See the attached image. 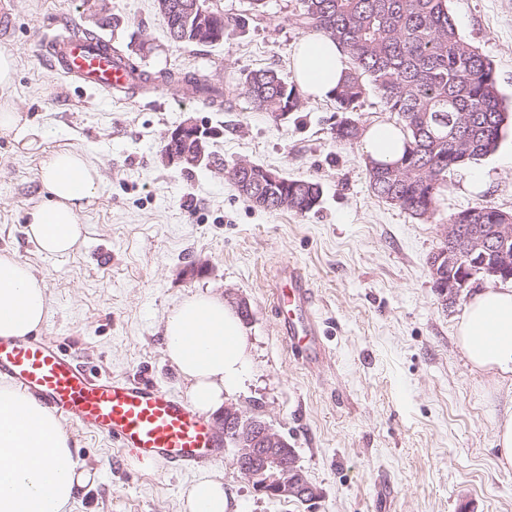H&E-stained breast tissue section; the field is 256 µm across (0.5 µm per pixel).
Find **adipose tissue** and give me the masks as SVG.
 <instances>
[{"mask_svg": "<svg viewBox=\"0 0 512 512\" xmlns=\"http://www.w3.org/2000/svg\"><path fill=\"white\" fill-rule=\"evenodd\" d=\"M292 72L308 94L325 98L341 82L348 57L334 40L310 35L292 51ZM16 60L0 51V135L28 133L26 121L4 94L14 82ZM42 199L28 212L27 234L48 255L75 250L84 238L81 213L98 195L96 167L82 152L53 153L39 169ZM50 301L31 269L0 254V336H25L46 321ZM456 342L471 369L486 376L496 394L489 400L498 462L512 468V289L475 292L456 326ZM166 355L202 413L220 411L226 396L250 376L249 350L240 318L224 298L209 292L183 300L164 323ZM97 471L72 457L70 437L27 391L0 387V512H71ZM184 512H231L221 475L211 473L186 491Z\"/></svg>", "mask_w": 512, "mask_h": 512, "instance_id": "adipose-tissue-1", "label": "adipose tissue"}]
</instances>
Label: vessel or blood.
<instances>
[{
	"label": "vessel or blood",
	"instance_id": "1",
	"mask_svg": "<svg viewBox=\"0 0 512 512\" xmlns=\"http://www.w3.org/2000/svg\"><path fill=\"white\" fill-rule=\"evenodd\" d=\"M50 67L64 79L117 97L131 80L103 42L62 36L45 47ZM272 296L290 351L307 366L326 356L315 292L292 263L276 270ZM0 376L32 391L51 413L105 435L132 459L161 471L194 473L223 459L222 429L190 403L148 381L94 376L40 336L0 337Z\"/></svg>",
	"mask_w": 512,
	"mask_h": 512
}]
</instances>
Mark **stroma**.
<instances>
[{
	"mask_svg": "<svg viewBox=\"0 0 512 512\" xmlns=\"http://www.w3.org/2000/svg\"><path fill=\"white\" fill-rule=\"evenodd\" d=\"M245 17L219 45L173 43L154 0H0V49L17 58L10 100L31 135L0 136V251L43 280L51 311L41 336L74 353L94 375L141 378L178 396L186 386L164 353L168 312L210 291L246 300L252 374L228 398L260 415L294 448L317 488L301 503L258 493L231 459L213 464L240 512H512V470L496 462L488 382L454 341L464 301L436 294L429 256L452 213L492 204L512 211L507 129L497 153L450 175L434 220L423 223L375 197L359 145L331 127L333 99L304 96L298 116L277 122L245 93L247 75L271 68L292 80L299 0H214ZM460 34L492 60L512 108V0H450ZM128 47L143 69L190 72L223 84L224 109L201 111L172 89L125 100L67 81L35 51L34 38L63 21ZM218 130L211 149L225 165L247 160L283 176L318 181L320 205L300 216L267 212L238 196L223 172L181 170L160 157L165 134L186 118ZM62 149L82 151L100 173L83 216L85 238L68 255L29 240L25 217L41 199L36 174ZM482 172L485 188L469 187ZM285 262L309 277L328 353L306 369L278 333L271 281ZM73 457L98 468L96 486L73 512H182L193 481L121 460L110 439L63 421Z\"/></svg>",
	"mask_w": 512,
	"mask_h": 512,
	"instance_id": "35a3bbf8",
	"label": "stroma"
}]
</instances>
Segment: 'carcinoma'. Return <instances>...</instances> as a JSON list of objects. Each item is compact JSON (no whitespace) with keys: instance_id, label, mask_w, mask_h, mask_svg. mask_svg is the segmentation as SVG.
<instances>
[{"instance_id":"carcinoma-1","label":"carcinoma","mask_w":512,"mask_h":512,"mask_svg":"<svg viewBox=\"0 0 512 512\" xmlns=\"http://www.w3.org/2000/svg\"><path fill=\"white\" fill-rule=\"evenodd\" d=\"M161 14L170 40L177 44H207L184 30L185 6L194 0H170ZM449 0H300L295 24L306 33L328 37L342 45L349 67L333 99L342 113L332 129L339 143L360 140L366 126L352 113L364 99L377 95L397 116L403 151L396 162L371 160L369 186L379 199L412 218L429 221L439 196L448 189V175L469 168L493 154L509 124L493 63L458 32L448 10ZM112 54L123 59L139 83L177 84L190 90L210 109L224 108V87L191 73L160 70L150 76L139 70L119 45ZM245 88L254 105L272 118L299 112L303 106L296 86L272 69L247 75ZM287 210L305 215L323 195L312 179H288L269 193L264 210L275 212L282 196ZM494 242L492 225L508 221L492 204L463 210Z\"/></svg>"}]
</instances>
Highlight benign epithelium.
I'll return each mask as SVG.
<instances>
[{
	"mask_svg": "<svg viewBox=\"0 0 512 512\" xmlns=\"http://www.w3.org/2000/svg\"><path fill=\"white\" fill-rule=\"evenodd\" d=\"M222 11L213 7L205 8L196 3L189 15L196 35L202 36L216 26ZM211 128L189 117L175 129L166 133L165 140L180 145V150L170 149L164 156L168 167L184 164L200 166L212 160L210 139ZM252 165L241 162L231 168L226 177L241 187L252 182ZM481 224H443L441 237L445 248L435 252L432 259V275L439 281H447L448 296L454 300L460 296L470 281L479 273L489 278L512 280V220L506 224H496L498 246L489 247L481 233ZM478 258V263L469 267L456 262L460 253ZM225 435H233L237 442L234 459L245 464L264 482L256 486V491L274 499L298 498L303 495L318 494L299 467L296 453L288 447L286 440L270 424L259 416L249 414L234 406H224L215 419Z\"/></svg>",
	"mask_w": 512,
	"mask_h": 512,
	"instance_id": "7a95c632",
	"label": "benign epithelium"
}]
</instances>
